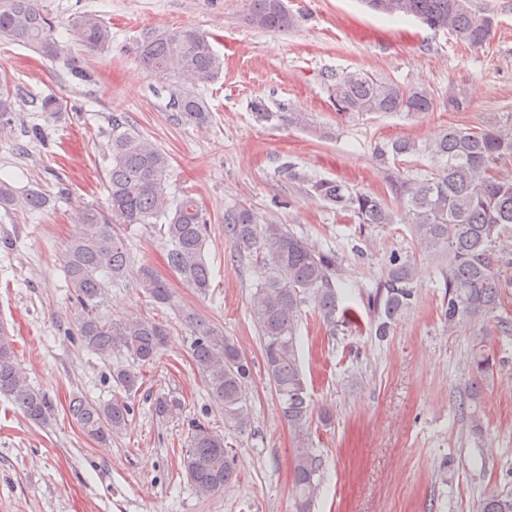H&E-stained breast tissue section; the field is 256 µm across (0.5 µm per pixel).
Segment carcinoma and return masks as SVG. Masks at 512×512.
I'll use <instances>...</instances> for the list:
<instances>
[{
	"label": "carcinoma",
	"mask_w": 512,
	"mask_h": 512,
	"mask_svg": "<svg viewBox=\"0 0 512 512\" xmlns=\"http://www.w3.org/2000/svg\"><path fill=\"white\" fill-rule=\"evenodd\" d=\"M366 6L389 17H414L435 31H446L471 46L491 37L495 17L477 13L471 0H364ZM249 23L258 29L281 32L294 26L295 16L279 6V0H249ZM82 46L101 50L112 41L110 27L96 14L72 21ZM0 37L33 47L79 73L71 47L58 34L55 17L42 0H0ZM143 68L177 78L170 85L169 102L180 121L191 125L209 122V111L194 89L217 77L223 62L206 36L192 28L148 35L139 47ZM336 110L356 113L403 112L410 116L429 112L432 98L424 89L406 90L392 81L367 73L336 72L327 76ZM15 85L0 77V128L13 120ZM109 144L104 154V207L88 205L75 219L74 232L63 260V271L75 295L77 335L96 354L106 357L126 353L139 366L153 363L167 346L170 328L162 321L133 315L118 322L99 315L108 285L126 278L132 262L119 227L158 224L168 242L167 264L199 294L211 288L212 270L205 260L208 217L188 194L168 192L169 155L148 140L121 114L112 115ZM426 154L436 169L419 178H399L392 188L400 209L382 198L324 178H309L314 196L349 214L359 224L412 225L417 247L424 252L448 254L441 268L448 289L444 318L448 325L480 322L469 355L473 386L461 409L467 413L473 433L484 428L480 381L493 371L486 350L487 336L495 329L512 334V322L502 317V295L512 288V259L503 241L512 237V173L503 174L498 164L512 160V132L500 122L482 128L451 127L432 143L421 145L400 139L376 149L382 163L402 156ZM39 190L17 194L0 179V208L34 213L46 207ZM224 233L240 257L249 261L254 292L251 316L262 340V356L268 380L274 387L284 419L296 441L292 482L297 512H310L319 491L323 461L309 447L311 424L308 382L299 363V324L303 307L309 306L328 332L358 321L353 309L340 307L347 287L336 281V254L325 251L289 230L271 224L253 208L233 206L224 211ZM137 279L145 293L159 305L171 303L167 282L148 266ZM416 298L412 264L394 259L373 295L375 333L386 336ZM192 361L204 378L212 401L224 412V423L239 431L251 426L243 388L250 375L247 359L236 344L218 334L206 321L192 317ZM112 381L119 394L105 403L75 397L69 413L84 433L101 445L126 429L128 399L141 387L134 368H117ZM0 396L27 419L43 423L51 411L44 391L31 385L16 356L15 341L0 325ZM185 408L174 396L154 400L155 412L175 416ZM181 464L190 485L201 495L220 492L236 479L224 435L197 423L193 426ZM479 512H512V496L490 493L478 504Z\"/></svg>",
	"instance_id": "1"
}]
</instances>
